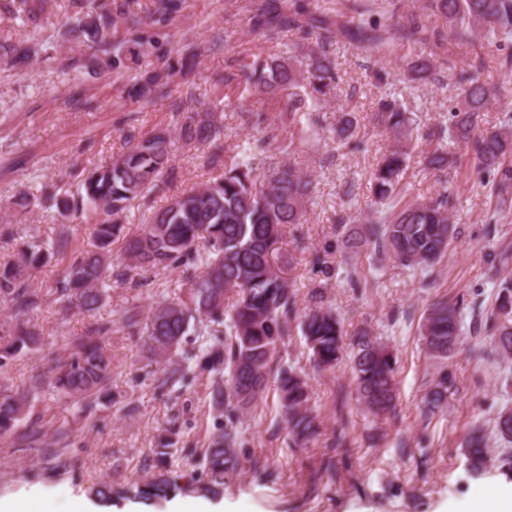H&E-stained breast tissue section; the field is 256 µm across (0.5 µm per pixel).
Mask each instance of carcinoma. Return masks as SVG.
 <instances>
[{"label": "carcinoma", "mask_w": 512, "mask_h": 512, "mask_svg": "<svg viewBox=\"0 0 512 512\" xmlns=\"http://www.w3.org/2000/svg\"><path fill=\"white\" fill-rule=\"evenodd\" d=\"M135 0H108L106 5L82 14L75 27L78 37L112 53L110 66L120 67L137 59L144 44L138 31L128 41L110 45L112 28L118 21L136 23ZM428 16L442 21L455 40L465 44L479 31L490 38L512 33V0H426ZM412 13L396 23L400 38L406 41L438 43L442 34L429 30ZM298 25L319 29L317 48L298 66L293 60L255 59L240 64L245 83L261 92L277 95L288 92V112L293 115L306 108L303 96L295 92L307 83L311 95L319 100L338 88V73L331 57L333 29L320 15H301ZM351 40L368 42L385 55L397 53L394 38L386 35L377 23L360 22L350 26L336 23ZM432 69V60L422 54L410 57L402 81L416 82ZM168 72L161 69L138 79L132 96L145 103L170 95ZM458 93L455 105L448 110V124L428 136L448 134V143L464 151L481 171L498 178V194L512 191V122L495 130L482 128V111L494 100V93L481 82L477 73L461 69L456 74ZM385 128L401 134L408 130L410 118L395 97L379 104ZM223 126L209 113L189 117L181 128L183 139L212 145L206 165L222 171L206 184L174 195L162 209L146 219L140 231L125 237L123 269L112 271V243L122 236L131 203L162 189L177 178L173 164L174 141L166 131H158L137 141L117 158L82 170L75 187H62L54 195V205L63 218H79L91 212L93 249L71 255L61 269L54 295L66 310L73 307L93 315L109 297L107 280L121 281L129 272L160 271L174 265L194 267L183 296L158 303L149 321L144 323L134 307L125 308L118 317L121 328L130 333L145 325L150 338L148 351L168 362L158 387H174L182 379L181 365L173 361L184 336L193 331L208 333L209 324L224 325V345L202 351L201 361L228 378L216 383L211 394L214 404L225 410L224 430L214 435L207 447L190 450L198 473L195 477L174 469L171 463L177 449L162 443L151 449L152 471L148 478L133 485L102 480L89 494L102 505H112L115 498H132L149 505H159L177 493L215 495L224 489V477L245 466L238 448L237 423L264 394L271 378L278 384L280 414L294 445L313 438L319 429L310 406V391L302 374L275 363V353L284 337L291 335L298 322L314 364L332 368L342 355L345 334L332 309L324 305V292L312 291L315 306L298 316L296 293L290 288L280 264L278 244L287 226L300 224L311 199V180L285 167L275 172L267 186L257 187L253 177V160L263 143L245 140L238 153L224 159L219 144ZM409 146L396 145L386 151L372 173L374 192L380 202L392 199L408 168ZM457 153L436 149L426 163L444 170L456 165ZM443 193L422 202L407 204L360 230L347 231L343 243L350 250L370 244L375 258L387 259L410 269L432 266L448 249L456 234ZM6 237L18 246V259L0 265V301L8 303L17 322L0 323V352L14 355L35 347L38 333L23 326L18 319L38 308L42 293L29 282L30 270L44 265L66 251L68 242L59 238L49 244L44 240ZM465 300H439L426 309L421 336L428 354L443 362L463 343ZM112 326L91 323L84 334L73 339V353L50 370L51 376L38 374L34 387L46 385L60 399L80 405L85 412L93 408L95 398L106 390L112 377V353L104 337ZM474 333L491 338L493 352L503 358L512 356V283L500 288L494 306L486 317H477ZM351 369L357 400L376 417H394L397 412L395 383L396 360L391 350L361 329L351 338ZM454 387L452 375L440 369L425 396V411L434 414L448 404V391ZM29 394L0 392V434L12 431L24 416ZM497 432L512 442V408L501 410L496 419ZM464 455L471 469L480 471L486 464L484 435L473 432L465 445Z\"/></svg>", "instance_id": "obj_1"}]
</instances>
